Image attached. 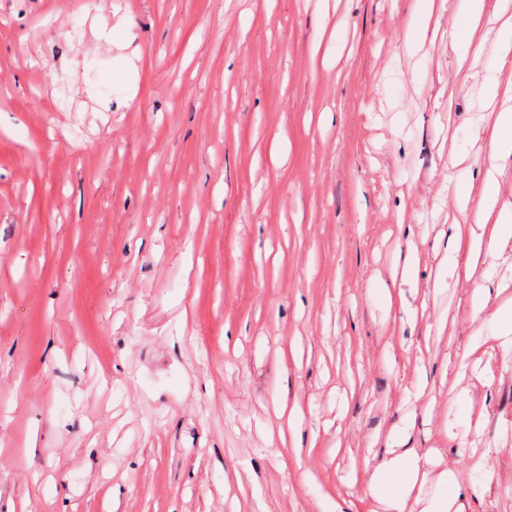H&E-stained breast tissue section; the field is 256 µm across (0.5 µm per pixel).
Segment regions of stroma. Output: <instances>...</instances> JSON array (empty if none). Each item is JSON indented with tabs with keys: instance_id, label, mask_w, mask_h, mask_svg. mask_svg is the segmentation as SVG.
Returning <instances> with one entry per match:
<instances>
[{
	"instance_id": "1",
	"label": "stroma",
	"mask_w": 512,
	"mask_h": 512,
	"mask_svg": "<svg viewBox=\"0 0 512 512\" xmlns=\"http://www.w3.org/2000/svg\"><path fill=\"white\" fill-rule=\"evenodd\" d=\"M413 4L0 0V512H371L408 422L429 480L512 512V348L461 371L438 249L512 67L456 78L447 0L414 73Z\"/></svg>"
}]
</instances>
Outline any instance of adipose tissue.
I'll return each instance as SVG.
<instances>
[{
	"mask_svg": "<svg viewBox=\"0 0 512 512\" xmlns=\"http://www.w3.org/2000/svg\"><path fill=\"white\" fill-rule=\"evenodd\" d=\"M482 26L497 32L496 51L500 61L512 58V0H461L456 19L448 30V41L457 56L456 75L468 80L473 63L484 53L483 42L474 41L473 32ZM480 96L494 104L492 117L476 115L472 123L477 131L489 135L492 147L490 163L485 167L480 185L469 176L459 178L453 188L454 205L461 223L470 225L468 238L454 237L448 243L446 268L461 271L473 281L474 315H486L487 336L502 342L512 341V305L488 311L491 290L487 285L492 274L479 267L482 254L493 252L497 245L512 240V209L499 208L500 163L512 158V86L501 85L496 72L484 75ZM496 214L494 227H487L485 217ZM409 430L395 438L396 452L375 469L368 494L383 512H408L411 503L430 497L429 512H464L462 489L452 471L440 474L433 493H426L427 457L410 445Z\"/></svg>",
	"mask_w": 512,
	"mask_h": 512,
	"instance_id": "1",
	"label": "adipose tissue"
}]
</instances>
